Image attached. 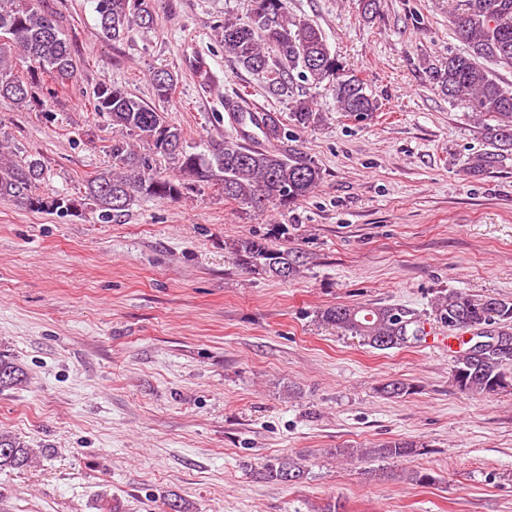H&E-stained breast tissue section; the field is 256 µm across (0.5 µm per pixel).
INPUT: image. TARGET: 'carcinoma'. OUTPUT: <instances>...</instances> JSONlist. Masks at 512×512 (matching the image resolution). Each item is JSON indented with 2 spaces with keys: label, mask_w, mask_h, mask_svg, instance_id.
<instances>
[{
  "label": "carcinoma",
  "mask_w": 512,
  "mask_h": 512,
  "mask_svg": "<svg viewBox=\"0 0 512 512\" xmlns=\"http://www.w3.org/2000/svg\"><path fill=\"white\" fill-rule=\"evenodd\" d=\"M102 36L113 42L127 39L134 28H148L154 18L146 0H94ZM457 33L468 44L465 54H451L434 79L448 99L472 111L493 150L472 156L467 172L481 176L512 156V87L503 84L491 63L512 65V0H459L452 12ZM0 97L17 106H35L50 113L60 90L72 80L77 62L72 40L53 19L41 0H0ZM224 53L247 71L267 75L269 90L288 97V118L278 112L231 113L238 126L259 131L251 142L226 137L211 140L202 150L187 144L182 130L164 113L116 84L101 83L93 91V111L112 122L107 146L112 165L86 183L84 199L69 194H43L40 182L46 166L38 155L13 160L8 141L0 140V198H10L31 211L73 212L89 202L104 223L119 220L134 204L145 200L176 202L200 184H211L224 200L243 209L285 212L319 188L323 172L307 154L289 145L296 135L316 129L323 113L306 92H298L295 78L311 86L326 85L336 108L362 121L380 109L367 92V83L345 70L332 54L326 37L315 24L289 17L281 0H250L243 18L226 19L221 30ZM25 65L15 70L14 59ZM298 75H293V71ZM155 97L170 101L178 75L160 69L151 77ZM286 233L273 225L266 237L241 238L229 244L239 265L257 274L286 280L299 272V256L269 243ZM437 322L450 332L479 330L512 336V299L476 298L461 290L443 292L434 300ZM323 321L342 333L360 337L379 350L408 347L425 339L424 322L397 305L338 304L321 312ZM506 357L490 349L481 358L465 349L456 356L452 378L457 388L472 395L512 390V375L504 369ZM24 382L23 371L0 354V389ZM377 391L387 398L409 395L413 386L402 380L381 383ZM420 452L417 443L404 439L367 448L361 455L401 460ZM33 449L19 438L0 433V471L22 469L33 462ZM297 459L282 456L262 464L256 477L292 484L305 478Z\"/></svg>",
  "instance_id": "cac0c4a2"
}]
</instances>
